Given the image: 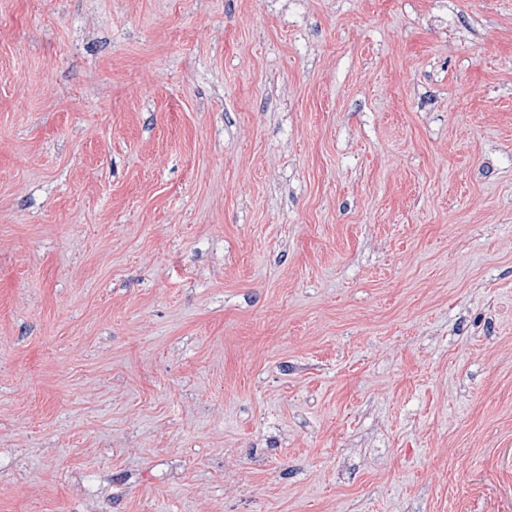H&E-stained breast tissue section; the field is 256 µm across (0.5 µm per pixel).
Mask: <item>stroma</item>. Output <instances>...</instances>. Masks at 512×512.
Instances as JSON below:
<instances>
[{"label":"stroma","instance_id":"stroma-1","mask_svg":"<svg viewBox=\"0 0 512 512\" xmlns=\"http://www.w3.org/2000/svg\"><path fill=\"white\" fill-rule=\"evenodd\" d=\"M0 512H512V0H0Z\"/></svg>","mask_w":512,"mask_h":512}]
</instances>
